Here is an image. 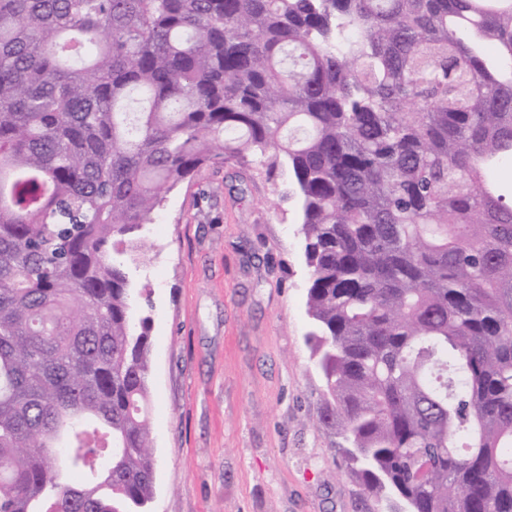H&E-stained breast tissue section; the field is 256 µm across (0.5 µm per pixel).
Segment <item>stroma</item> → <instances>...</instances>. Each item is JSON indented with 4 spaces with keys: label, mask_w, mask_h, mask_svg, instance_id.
<instances>
[{
    "label": "stroma",
    "mask_w": 512,
    "mask_h": 512,
    "mask_svg": "<svg viewBox=\"0 0 512 512\" xmlns=\"http://www.w3.org/2000/svg\"><path fill=\"white\" fill-rule=\"evenodd\" d=\"M300 222L287 174L229 163L149 225L151 512H385L320 422Z\"/></svg>",
    "instance_id": "obj_1"
}]
</instances>
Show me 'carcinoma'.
I'll return each instance as SVG.
<instances>
[{
  "mask_svg": "<svg viewBox=\"0 0 512 512\" xmlns=\"http://www.w3.org/2000/svg\"><path fill=\"white\" fill-rule=\"evenodd\" d=\"M230 162L296 188L365 491L512 512V0H0V512H149L131 271Z\"/></svg>",
  "mask_w": 512,
  "mask_h": 512,
  "instance_id": "carcinoma-1",
  "label": "carcinoma"
}]
</instances>
